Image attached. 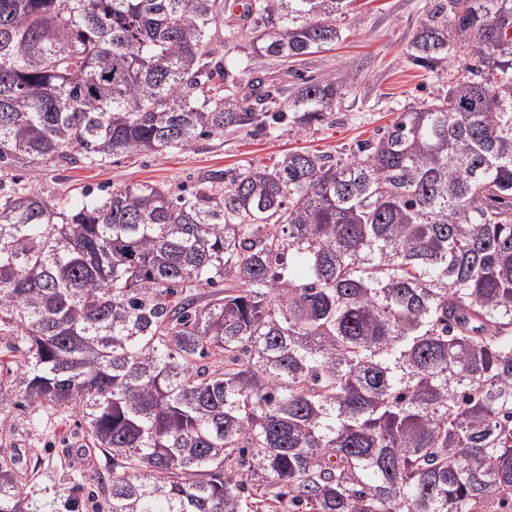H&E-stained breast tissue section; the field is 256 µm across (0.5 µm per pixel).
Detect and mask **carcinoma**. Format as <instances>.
<instances>
[{
    "mask_svg": "<svg viewBox=\"0 0 512 512\" xmlns=\"http://www.w3.org/2000/svg\"><path fill=\"white\" fill-rule=\"evenodd\" d=\"M348 2L241 0L242 64L228 0H0V167L321 121L335 77L259 74ZM406 62L448 91L350 160L0 201V367L112 457L108 512H512V0H441ZM6 457L0 512H80ZM212 39L214 46H220L224 49V57H237L240 60L248 58V53L251 52L250 39L253 36L250 33L239 32L234 39H225L224 27L220 25L217 30H212Z\"/></svg>",
    "mask_w": 512,
    "mask_h": 512,
    "instance_id": "obj_1",
    "label": "carcinoma"
}]
</instances>
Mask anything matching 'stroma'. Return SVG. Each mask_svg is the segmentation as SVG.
<instances>
[{"label":"stroma","mask_w":512,"mask_h":512,"mask_svg":"<svg viewBox=\"0 0 512 512\" xmlns=\"http://www.w3.org/2000/svg\"><path fill=\"white\" fill-rule=\"evenodd\" d=\"M434 2L353 0L339 21L342 39L335 48L295 67L307 78L326 73L340 82L352 78L351 91L323 121L305 127L288 119L263 128H228L186 150L123 153L100 167L56 160L0 169V197L25 188L61 206L78 203L87 193L102 196L143 181L178 194L193 189L209 172L266 164L291 151L350 158L359 144L391 126L400 109L444 93V84L426 79L422 69L405 61L407 44ZM81 423L75 413L48 405L32 409L17 397L0 408V448L26 474L25 496L75 494L81 512H104L102 484L112 473V460L90 445Z\"/></svg>","instance_id":"35a3bbf8"}]
</instances>
